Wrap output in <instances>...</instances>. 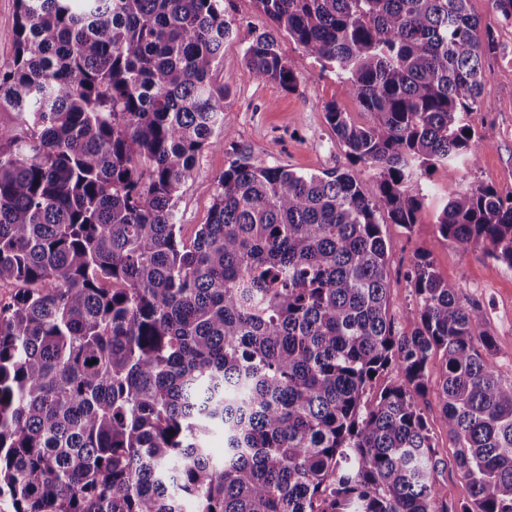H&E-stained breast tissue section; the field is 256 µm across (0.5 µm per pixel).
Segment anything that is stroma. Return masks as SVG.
<instances>
[{"mask_svg": "<svg viewBox=\"0 0 512 512\" xmlns=\"http://www.w3.org/2000/svg\"><path fill=\"white\" fill-rule=\"evenodd\" d=\"M469 8L498 44L496 55L485 63L482 98L488 107L467 118L478 159L473 165L461 166L452 177L440 168L421 175L427 197L411 228L392 223L383 211L377 218L390 247V314L398 328L411 330L416 310L405 272L416 254H428L440 276L461 289L464 300L483 307L486 331L497 346L486 360L503 379L511 380L512 270L482 249L462 253L439 243L435 228L443 205L460 191L483 185L493 187L502 197L512 196V25L500 21L491 0H470ZM224 13L233 20L236 31L224 44V65L216 72L215 82L226 90L224 123L229 136L223 146L204 149L198 155L195 176L179 194L176 216L182 238L192 240L199 224L205 223L218 176L230 161L240 157L256 165L302 173L352 171L366 196H375L378 170L354 162L325 119L324 105L333 101L354 124L363 126L371 121L335 70L322 68L305 56L283 33L278 37L279 48L300 76L298 91L287 93L275 83L256 81L244 65V51L252 36L271 30L272 23L255 0H224ZM421 406L441 461L434 476L437 498L453 510L469 500V485L455 466L456 445L441 426L434 394H427Z\"/></svg>", "mask_w": 512, "mask_h": 512, "instance_id": "obj_1", "label": "stroma"}]
</instances>
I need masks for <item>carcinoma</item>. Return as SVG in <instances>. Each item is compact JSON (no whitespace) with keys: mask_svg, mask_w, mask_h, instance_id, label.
Wrapping results in <instances>:
<instances>
[{"mask_svg":"<svg viewBox=\"0 0 512 512\" xmlns=\"http://www.w3.org/2000/svg\"><path fill=\"white\" fill-rule=\"evenodd\" d=\"M0 70V497L13 512H450L420 401L435 394L470 487L457 512H512V380L483 309L428 256L414 328L389 313L376 214L409 229L418 171L476 161L466 116L496 43L468 0H256L372 116L326 120L379 170L302 175L231 161L190 243L176 203L224 140V0H16ZM252 77L299 79L271 32ZM437 240L512 270V198L448 199ZM397 372L396 382L384 381ZM224 430V458L207 437Z\"/></svg>","mask_w":512,"mask_h":512,"instance_id":"obj_1","label":"carcinoma"}]
</instances>
